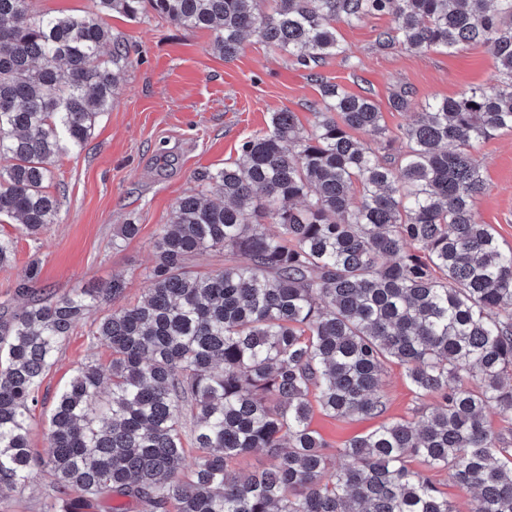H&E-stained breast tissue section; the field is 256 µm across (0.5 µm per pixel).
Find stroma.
<instances>
[{
    "label": "stroma",
    "mask_w": 512,
    "mask_h": 512,
    "mask_svg": "<svg viewBox=\"0 0 512 512\" xmlns=\"http://www.w3.org/2000/svg\"><path fill=\"white\" fill-rule=\"evenodd\" d=\"M107 23L129 45L131 63L120 76L111 110L99 119L83 149L56 162L48 190L60 201L59 223L35 238L21 235L16 225L0 223V234L16 240L13 262L0 267V302L10 301L15 312L26 298L17 294L20 285L35 297H58L107 282L115 274L127 281L125 303L142 300L145 276L154 264L155 237L175 203L197 189L199 174L238 158L241 143L266 130L273 112H295L308 129L315 122L311 104L319 87L308 70L259 41H247L227 60L212 52V36L204 30L154 16L131 21L115 14ZM391 26L387 15L354 25L337 23L347 56L329 59L320 69L349 93L375 99L391 132L411 120L410 113L387 109L399 85L410 86L422 104L456 96L470 86L496 84V60L486 47L471 45L450 53L378 49V33ZM475 157L485 180L476 209L499 241L511 247L512 131L483 143ZM130 222L138 225L137 235L121 238L120 225ZM111 311L108 305L92 311L46 373L30 424L36 454L48 452L47 416L73 370L88 361L108 364L107 348L90 346L87 333ZM381 393L387 402L385 419L411 417L417 401L402 367H387ZM376 425L370 418L339 421L319 413L312 420L335 448ZM53 489L50 473L35 471L24 486L0 496V512H41Z\"/></svg>",
    "instance_id": "obj_1"
}]
</instances>
